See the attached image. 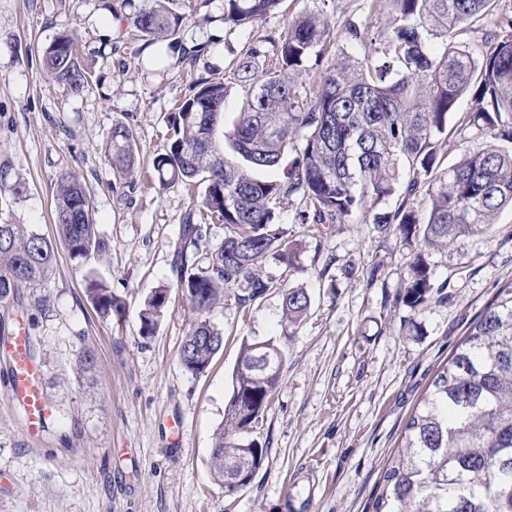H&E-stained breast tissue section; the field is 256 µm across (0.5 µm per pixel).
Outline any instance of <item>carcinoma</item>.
<instances>
[{
	"label": "carcinoma",
	"mask_w": 512,
	"mask_h": 512,
	"mask_svg": "<svg viewBox=\"0 0 512 512\" xmlns=\"http://www.w3.org/2000/svg\"><path fill=\"white\" fill-rule=\"evenodd\" d=\"M176 0H142L125 15L130 31L152 45L177 34L185 16ZM326 2L302 12L278 36L272 52L249 47L228 65L224 81L200 78L174 115L173 134L153 166L163 185L204 186L184 224L195 243L201 212L224 225V243L201 267L181 250L179 287L200 315L237 288L244 305L271 288L258 269L269 254L294 266L296 243L276 220L278 205L295 195L305 204L303 221L347 224L357 214L372 215L382 231L397 228L404 240L447 248L463 235L485 232L492 218L512 208V7L499 0H368L369 9H389L393 21L385 52L362 61L339 56L319 85L304 89L299 79L319 60L330 38ZM282 0H224V26L256 25ZM481 22L483 39L463 45L458 36ZM44 71L81 92L89 73L81 68L68 37L43 53ZM243 82L252 91L238 109L233 129L221 133L224 104ZM475 108L449 125L460 98ZM466 144L458 159L443 167V144ZM301 142L291 168L273 178L254 170L275 169ZM112 171L122 179L135 172L137 144L132 128L118 122L106 144ZM401 202L390 211L396 192ZM418 194L431 200L420 217L408 207ZM57 237L83 263L101 250L84 183L62 174L55 188ZM56 260L54 244L24 224L0 220V301L35 288ZM88 297L104 315L121 313L120 300L99 279L87 278ZM421 254L399 302L413 310L442 294ZM169 301L154 289L141 310V337L154 335ZM310 300L301 288L284 291L288 324L301 322ZM224 344L223 332L200 318L182 343L179 361L191 374L204 372ZM272 377L254 366L256 343H241L224 408L214 433L211 468L224 490L250 483L262 466L263 448L248 439L277 389L286 355L265 342ZM368 512H512V283L466 327L448 361L433 378L410 416L397 452L385 465Z\"/></svg>",
	"instance_id": "1"
}]
</instances>
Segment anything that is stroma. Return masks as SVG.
<instances>
[{"label": "stroma", "instance_id": "obj_1", "mask_svg": "<svg viewBox=\"0 0 512 512\" xmlns=\"http://www.w3.org/2000/svg\"><path fill=\"white\" fill-rule=\"evenodd\" d=\"M123 0H0V214L55 233V182L77 175L91 196L103 249L77 265L66 248L37 293L41 303L0 302V324H25L54 407L39 434L7 392L10 363L0 355V512H288V498L315 488L310 512H365L380 474L433 377L498 288L512 282V210L490 232L465 235L445 249L380 233L371 219L304 224L293 196L279 222L298 244L295 268L274 256L260 263L273 286L247 304L229 288L207 318L224 333L208 370L186 372L179 351L195 313L178 287L177 253L202 260L224 241L223 225L201 224L184 247L190 209L183 185H161L153 158L171 115L190 94L180 56L205 44L200 76L224 80L249 46L264 45L314 0H283L258 27H224V0H194L173 47L128 39ZM333 36L319 81L337 56L380 57L392 15L365 0H331ZM112 21L105 31L104 21ZM361 34L352 36L349 24ZM73 38L92 73L73 93L44 74L42 54L59 35ZM130 125L136 175H114L105 152L115 122ZM448 298L418 310L398 304L415 253ZM123 302L106 317L85 288L88 272ZM170 302L156 333L140 335L152 288ZM310 299L296 326L283 317V291ZM273 341L287 353L278 388L250 433L264 450L250 484L225 492L211 472L212 438L224 419L232 369L243 339Z\"/></svg>", "mask_w": 512, "mask_h": 512}]
</instances>
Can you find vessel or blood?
<instances>
[{
	"label": "vessel or blood",
	"mask_w": 512,
	"mask_h": 512,
	"mask_svg": "<svg viewBox=\"0 0 512 512\" xmlns=\"http://www.w3.org/2000/svg\"><path fill=\"white\" fill-rule=\"evenodd\" d=\"M12 359L9 393L24 412L27 432H40L52 415L53 408L42 390V371L27 352V335L20 332L11 336L5 345Z\"/></svg>",
	"instance_id": "vessel-or-blood-1"
}]
</instances>
